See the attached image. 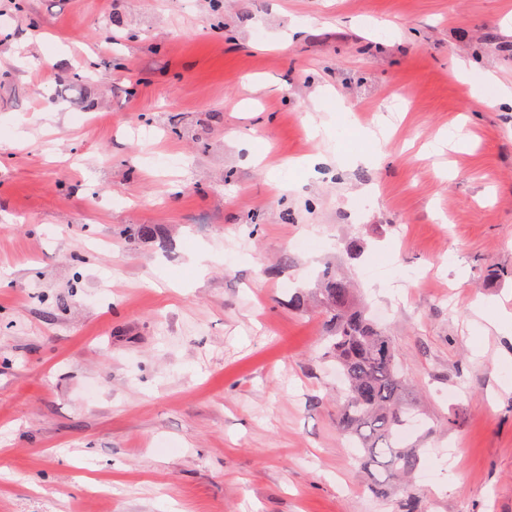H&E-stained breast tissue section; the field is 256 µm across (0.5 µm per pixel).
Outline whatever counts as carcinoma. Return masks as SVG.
<instances>
[{
	"mask_svg": "<svg viewBox=\"0 0 512 512\" xmlns=\"http://www.w3.org/2000/svg\"><path fill=\"white\" fill-rule=\"evenodd\" d=\"M323 292L330 328L326 354L336 359L345 385L340 429L363 449L361 468L371 476V490L387 496L398 485L402 497L395 512H419L411 485L418 449L398 439L400 430L416 417L398 350L368 311L354 302L344 277L326 272ZM377 467L382 480L374 476Z\"/></svg>",
	"mask_w": 512,
	"mask_h": 512,
	"instance_id": "obj_1",
	"label": "carcinoma"
}]
</instances>
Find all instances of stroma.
I'll list each match as a JSON object with an SVG mask.
<instances>
[{"label":"stroma","instance_id":"obj_1","mask_svg":"<svg viewBox=\"0 0 512 512\" xmlns=\"http://www.w3.org/2000/svg\"><path fill=\"white\" fill-rule=\"evenodd\" d=\"M507 16L0 0V512H395L337 425L329 268L389 312L420 512H512V330L484 325L512 311V112L451 74L512 83ZM448 131L466 148L427 154Z\"/></svg>","mask_w":512,"mask_h":512}]
</instances>
